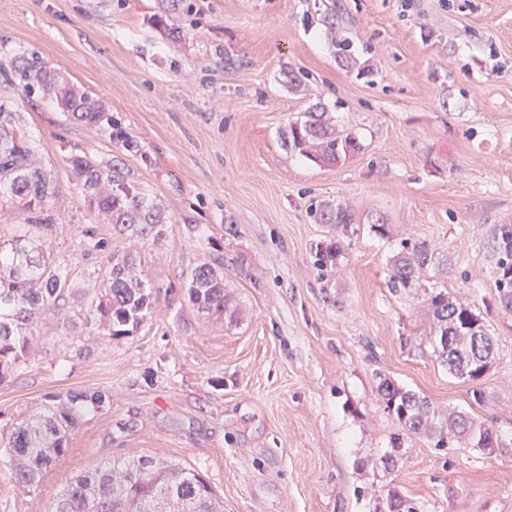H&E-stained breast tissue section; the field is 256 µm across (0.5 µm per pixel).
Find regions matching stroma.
Instances as JSON below:
<instances>
[{
    "instance_id": "obj_1",
    "label": "stroma",
    "mask_w": 512,
    "mask_h": 512,
    "mask_svg": "<svg viewBox=\"0 0 512 512\" xmlns=\"http://www.w3.org/2000/svg\"><path fill=\"white\" fill-rule=\"evenodd\" d=\"M0 0V60L36 52L97 98L121 136L67 118L0 74V103L57 181L49 251L72 294L42 316L29 361L0 381V431L50 400L100 391L37 488L0 465V512H48L74 476L150 455L201 472L224 512H373L395 486L421 512H512V313L486 244L512 224V0ZM355 133L321 165L286 148L305 113ZM114 156L163 205L164 237L137 244L152 310L110 338L72 327L102 252L69 161ZM351 208L341 270L321 279L311 209ZM384 220L385 234L373 226ZM447 256L440 279L480 313L495 361L471 383L441 367L416 298L386 285L404 239ZM224 273L233 316L199 312L187 272ZM484 423L498 448L408 441L390 473L360 469L395 429L377 376Z\"/></svg>"
}]
</instances>
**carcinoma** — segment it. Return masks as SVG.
<instances>
[{
	"label": "carcinoma",
	"mask_w": 512,
	"mask_h": 512,
	"mask_svg": "<svg viewBox=\"0 0 512 512\" xmlns=\"http://www.w3.org/2000/svg\"><path fill=\"white\" fill-rule=\"evenodd\" d=\"M19 75L23 89L53 92L67 116L93 124L113 136L112 116L97 99L48 69L41 58L18 55L0 71ZM286 147L328 164H335L360 149L355 136L335 135L322 118L308 113L283 135ZM90 210L104 215L112 226L135 241L158 240L168 224L165 211L130 171L112 159L76 156L71 160ZM56 189L52 175L36 160L24 135L14 129L13 113L0 106V203L17 202L38 206ZM327 232L353 224L354 214L331 203L311 211ZM53 225L37 217L21 224L7 239L0 235V381L26 363L30 336L40 318L57 311L71 294L67 273L50 259L47 240ZM493 260L492 274L502 308L512 313V224L493 227L488 239ZM83 250L108 252L103 274L107 288L91 300L85 325L104 327L107 335L133 333L151 308V291L136 275L137 251L110 250L105 239L85 231ZM343 249L332 236L313 248L314 266L323 274L340 262ZM447 260L425 241L406 239L387 268L386 284L394 292L424 289L423 303L429 315L428 340L436 359L448 373L468 381H479L494 362V339L465 303L452 299L448 289L425 288L423 281L444 273ZM188 294L201 312L222 315L230 298L224 289V274L207 264L187 275ZM378 409L392 419L396 432L389 438L390 450L372 460L385 472L394 470L408 439L423 436L436 448L489 450L498 446L493 431L469 417L445 412L429 398L379 377ZM83 413L75 400H59L36 415L21 421L10 433L0 436V463L14 483L36 488L48 468L67 452L69 437ZM377 500L374 512H419L406 494L386 488L370 490ZM50 512H224V501L196 470L152 456L114 459L72 478L54 500Z\"/></svg>",
	"instance_id": "obj_1"
}]
</instances>
